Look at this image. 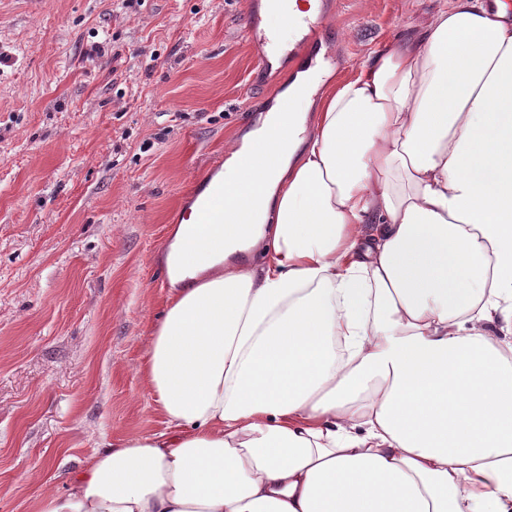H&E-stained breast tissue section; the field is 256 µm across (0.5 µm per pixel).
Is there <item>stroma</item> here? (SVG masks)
I'll list each match as a JSON object with an SVG mask.
<instances>
[{
	"label": "stroma",
	"instance_id": "obj_1",
	"mask_svg": "<svg viewBox=\"0 0 512 512\" xmlns=\"http://www.w3.org/2000/svg\"><path fill=\"white\" fill-rule=\"evenodd\" d=\"M244 0H0V512L163 427L139 371L171 224L291 82ZM328 92L441 0H329Z\"/></svg>",
	"mask_w": 512,
	"mask_h": 512
}]
</instances>
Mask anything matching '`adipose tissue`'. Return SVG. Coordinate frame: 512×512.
Segmentation results:
<instances>
[{
  "instance_id": "1",
  "label": "adipose tissue",
  "mask_w": 512,
  "mask_h": 512,
  "mask_svg": "<svg viewBox=\"0 0 512 512\" xmlns=\"http://www.w3.org/2000/svg\"><path fill=\"white\" fill-rule=\"evenodd\" d=\"M215 180L224 221L173 227L141 366L163 430L36 512H512L506 12L444 0Z\"/></svg>"
}]
</instances>
